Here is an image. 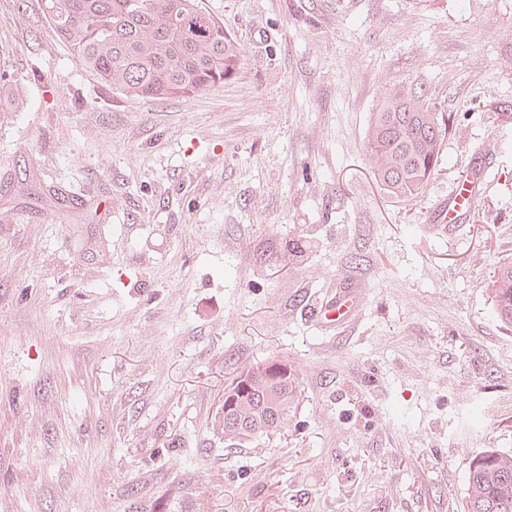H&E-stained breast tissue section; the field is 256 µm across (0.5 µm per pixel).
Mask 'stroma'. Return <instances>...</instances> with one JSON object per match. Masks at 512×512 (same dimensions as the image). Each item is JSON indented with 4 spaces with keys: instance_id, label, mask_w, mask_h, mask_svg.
Here are the masks:
<instances>
[{
    "instance_id": "obj_1",
    "label": "stroma",
    "mask_w": 512,
    "mask_h": 512,
    "mask_svg": "<svg viewBox=\"0 0 512 512\" xmlns=\"http://www.w3.org/2000/svg\"><path fill=\"white\" fill-rule=\"evenodd\" d=\"M0 0V512H462L512 451V0H202L244 49L212 91L128 100ZM417 81L458 127L413 204L364 140ZM499 144L477 213L429 221ZM303 264L281 259L300 230ZM353 288L351 321L320 302ZM288 361L284 427L228 448L242 367ZM481 405V428L471 427ZM488 289L497 320L512 324V262L497 267Z\"/></svg>"
}]
</instances>
